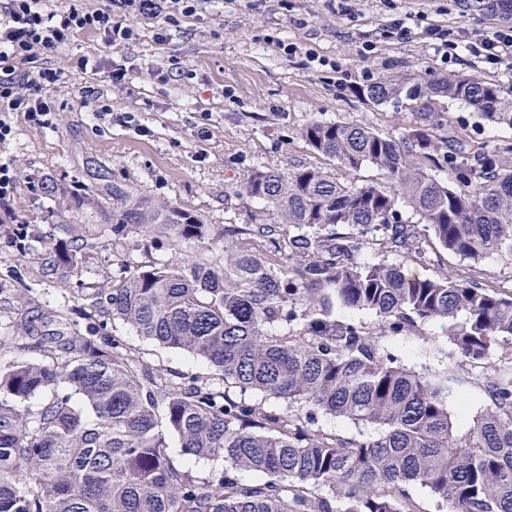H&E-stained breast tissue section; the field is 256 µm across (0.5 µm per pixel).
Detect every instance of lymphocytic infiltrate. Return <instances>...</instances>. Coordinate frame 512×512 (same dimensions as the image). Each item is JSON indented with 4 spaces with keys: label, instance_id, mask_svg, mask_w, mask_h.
Wrapping results in <instances>:
<instances>
[{
    "label": "lymphocytic infiltrate",
    "instance_id": "1",
    "mask_svg": "<svg viewBox=\"0 0 512 512\" xmlns=\"http://www.w3.org/2000/svg\"><path fill=\"white\" fill-rule=\"evenodd\" d=\"M46 0H0V144L14 134L11 116L24 113L38 126L52 125L55 107L48 90L63 74L87 72V57H71L66 68L55 67L51 57L81 33L94 31L109 45L132 40L131 14L161 15L168 26L195 15L200 0H112L106 11H88L71 5L62 11L50 10ZM422 33L443 57L454 60L470 54L477 61L496 65L512 59V27H500L488 34L472 36L465 28L450 30L437 24Z\"/></svg>",
    "mask_w": 512,
    "mask_h": 512
}]
</instances>
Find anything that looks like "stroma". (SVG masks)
I'll use <instances>...</instances> for the list:
<instances>
[{
    "mask_svg": "<svg viewBox=\"0 0 512 512\" xmlns=\"http://www.w3.org/2000/svg\"><path fill=\"white\" fill-rule=\"evenodd\" d=\"M205 0L196 15L182 18L165 43L155 34L164 18L130 17L137 33L126 45L112 47L86 32L68 54L53 58L65 67L67 55L86 56L94 71L64 76L48 96L59 114L54 126L37 127L23 113L13 116L14 134L0 146V157L17 171L15 214L0 210V365L17 355L37 361L31 340L16 336L21 313L36 316L57 310L82 333L119 338L141 364L173 374L181 381L212 379L213 368L190 354L167 349L138 336L119 321L105 320L88 305L90 296L131 265L156 258L175 263L194 255L195 245L179 250L158 245L152 234H130L122 247L112 244V187L120 185L154 203L179 206L205 223L265 224L273 215L245 190L256 169L275 171L336 164L314 152L302 137L315 122H349L398 138L419 118L407 100L376 105L358 95L360 87L383 76L408 85L436 78H478L512 88V65L444 60L427 40L377 44L370 56L359 53L363 40L393 13L422 12L429 23L484 33L512 24L505 9L482 0H352V11H332L329 0ZM167 27V26H166ZM336 61L347 80L338 85L327 74L290 59L274 38ZM127 57L136 69L129 90L115 91L106 77L114 58ZM169 70L168 81L151 78ZM94 88L97 100L84 98ZM110 105L112 119L92 116L97 103ZM87 191L102 202L99 210L54 206L44 185ZM81 239L86 246L78 268L42 271L51 248ZM425 255L386 254L410 274L430 277L441 271L463 273L466 262L435 239L423 243ZM386 349L410 369L430 376L442 391L458 432H465L486 402L489 368L511 367L512 349L500 350L490 367L464 361L449 345L440 323L425 326L423 337L385 336Z\"/></svg>",
    "mask_w": 512,
    "mask_h": 512,
    "instance_id": "obj_1",
    "label": "stroma"
}]
</instances>
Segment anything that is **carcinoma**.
I'll return each mask as SVG.
<instances>
[{
  "instance_id": "carcinoma-1",
  "label": "carcinoma",
  "mask_w": 512,
  "mask_h": 512,
  "mask_svg": "<svg viewBox=\"0 0 512 512\" xmlns=\"http://www.w3.org/2000/svg\"><path fill=\"white\" fill-rule=\"evenodd\" d=\"M358 94L381 104L447 97L512 130V94L479 79L406 86L382 77ZM419 114L399 140L354 123L307 126L312 150L345 172L372 164L389 184L353 186L318 167L257 169L245 191L274 221L226 225L218 248L193 213L112 187L113 239L146 225L199 252L114 277L90 306L209 362L224 387L141 367L116 339L51 332L20 316L17 329L50 361L0 367V512H420L414 486L446 512H512V368L493 371L488 404L460 434L440 388L377 341H434L422 326L445 321L455 352L480 364L512 347V290L488 287L474 268L421 278L357 259L371 231L380 253H421L401 201L461 260L512 263V142H478L463 128L442 137L445 116ZM45 193L70 209L94 204L57 185ZM81 250L49 255L45 270L77 267ZM335 300L374 314L377 329L334 316ZM46 391L35 416L21 409ZM320 413L377 434L325 432ZM165 429L184 463L170 456ZM197 459H222L224 469L198 476Z\"/></svg>"
}]
</instances>
